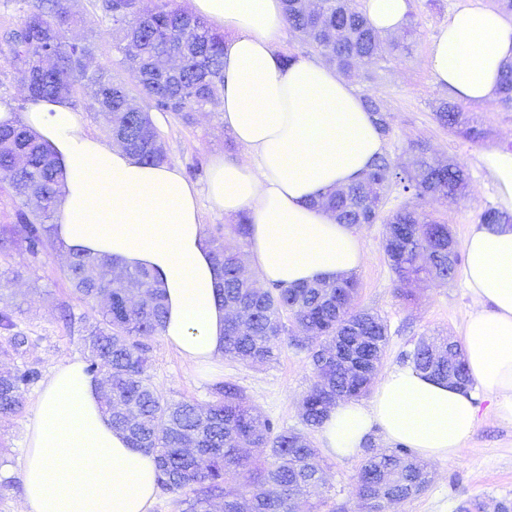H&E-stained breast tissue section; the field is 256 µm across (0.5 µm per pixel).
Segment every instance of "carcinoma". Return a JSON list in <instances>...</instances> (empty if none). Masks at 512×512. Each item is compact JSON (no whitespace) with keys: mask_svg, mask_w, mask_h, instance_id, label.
<instances>
[{"mask_svg":"<svg viewBox=\"0 0 512 512\" xmlns=\"http://www.w3.org/2000/svg\"><path fill=\"white\" fill-rule=\"evenodd\" d=\"M19 24L3 31L0 52L21 67L28 82L26 98L75 100L88 94L102 119L108 139L121 141L132 155L147 164L168 161L150 110L170 112L183 123L193 114L215 105L224 89V37L208 23L160 0L152 10L139 8L136 0H98L101 22L112 37V52L132 76L133 88L112 78L111 69L90 70L83 65L95 47L85 39H71L76 20L68 0H19ZM289 29L311 50L339 70L356 67L384 69L398 59L408 45L380 39L360 0H321L318 11L306 0H284ZM45 40L54 54L50 65L26 46ZM137 46L129 55L126 46ZM147 100L149 109L133 103V95ZM501 102L512 106V63L504 66ZM367 109L377 116L385 135L389 115L376 96L364 94ZM439 124L474 141L483 130L474 117L455 102H443L436 110ZM410 165L394 163L388 155L377 158L358 182L328 191L321 205L340 224L385 225L383 250L395 275L397 290L412 297L409 286L425 277L448 281L459 262L448 265V225L419 210L418 201L446 199L462 194L464 169L455 162H436L422 143L412 148ZM0 174L21 207L16 220L25 249L40 251L55 217L63 170L50 149L39 141L21 118L0 123ZM396 192L408 198L386 214L388 196ZM481 224H512V215L490 208L479 217ZM247 216H240L233 240L211 242L213 259L223 280L220 298L228 309H237L238 321L227 323L224 356L251 364L277 358L290 317L297 334L290 343L309 351L314 382L301 404L306 425L323 424L340 399H359L372 388L388 342V327L377 315L355 307L358 292L354 276L332 282L261 288L237 275L241 265L234 241L249 234ZM108 255L76 254L65 275L86 302L108 301L100 317L85 327L86 370L103 376L110 385L102 397L112 427L124 433L132 447L154 456L158 483L169 491L190 493L183 500L185 512H210L221 501V512H297L295 500L323 482L318 449L301 432L277 428L252 408L243 391L232 382L216 388L218 398L202 408L190 401L165 399L149 382L148 358L141 339L160 333L166 319L164 291L158 278L146 269H123L120 279L98 273ZM416 345L407 355L419 370L448 379V355L437 357ZM39 378L35 368L0 373V415L21 411L23 390ZM360 472L362 483L355 495L371 512L395 510L429 484L424 464L403 446L392 450L368 449Z\"/></svg>","mask_w":512,"mask_h":512,"instance_id":"carcinoma-1","label":"carcinoma"}]
</instances>
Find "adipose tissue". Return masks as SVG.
I'll return each instance as SVG.
<instances>
[{
    "instance_id": "ef3b65f1",
    "label": "adipose tissue",
    "mask_w": 512,
    "mask_h": 512,
    "mask_svg": "<svg viewBox=\"0 0 512 512\" xmlns=\"http://www.w3.org/2000/svg\"><path fill=\"white\" fill-rule=\"evenodd\" d=\"M194 14L224 31V125L248 150L242 163L214 157L212 210L250 220L248 267L260 283L330 282L365 262L352 228L319 201L358 180L385 140L361 95L323 64L285 62L276 50L282 0H190ZM512 61V22L463 0L434 38L429 68L456 97L497 96ZM24 121L64 170L55 236L68 254H106L158 273L165 291V341L207 370L224 364L227 311L205 234L197 189L174 166L149 165L89 134L67 100L27 102ZM481 160L512 213V151ZM464 283L474 306L461 342L476 391H463L404 364L383 371L369 402H337L319 430L323 448L355 454L373 432L425 460L459 456L478 422L479 395L512 422V228L473 225ZM23 512H149L158 490L153 457L113 428L98 377L70 358L44 382L26 428Z\"/></svg>"
}]
</instances>
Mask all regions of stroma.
I'll list each match as a JSON object with an SVG mask.
<instances>
[{
    "instance_id": "stroma-1",
    "label": "stroma",
    "mask_w": 512,
    "mask_h": 512,
    "mask_svg": "<svg viewBox=\"0 0 512 512\" xmlns=\"http://www.w3.org/2000/svg\"><path fill=\"white\" fill-rule=\"evenodd\" d=\"M94 2L70 0L79 20L74 33L95 39L100 46L97 62L109 65L113 62L111 37L94 10ZM459 2L411 0L416 33L410 54L377 71L375 77H368L362 69L351 74L349 80L360 92L380 98L389 112L391 132L386 138V153L393 160L408 162L409 143L419 140L438 159L452 160L463 167L468 178L464 198H427L420 202L422 210L449 224L461 243L480 214L496 205V188L481 156L491 149H512V109L496 98L482 104L463 102L464 111L476 117L486 131L477 142L442 127L435 118L439 103L451 100L452 94L430 72V44ZM152 119L171 164L181 169L198 191L207 189L213 156L239 161L246 157L245 150L225 130L220 107L196 113L189 125L170 113L156 112ZM19 205L8 181L0 178V237L13 240L10 247L0 249V309L8 310L14 321L12 330L0 329V344L16 336L25 339L11 357L0 358V372L34 367L41 376L39 382L27 386L21 412L0 415V512H21L20 458L40 382L66 359L86 358L82 326L99 309L98 304L81 300L66 280L67 258L55 238H46L35 255L15 240ZM356 232L366 261L355 273L359 282L355 304L377 313L388 326L383 368L402 364L404 355L419 339H460L473 306L463 277L424 282L413 299L404 300L396 290L383 251V224H363ZM143 344L149 358L150 381L165 398L204 406L215 401L216 383L230 381L243 389L263 417L278 427L304 432L310 440H317V430L307 429L300 415L301 402L314 381L306 351L285 342L276 362L253 366L228 358L221 373L215 375L196 369L162 336L148 337ZM479 405V422L460 455L449 461L429 462V486L400 504L397 512H497L500 503H512V423L498 418L488 399H480ZM320 460L325 482L317 494L302 502L299 512H361L354 490L361 455L337 458L324 451Z\"/></svg>"
}]
</instances>
